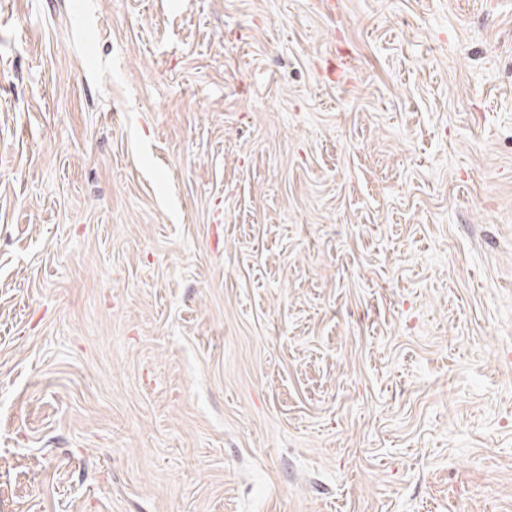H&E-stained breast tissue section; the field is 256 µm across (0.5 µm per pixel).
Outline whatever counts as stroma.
<instances>
[{"instance_id":"stroma-1","label":"stroma","mask_w":512,"mask_h":512,"mask_svg":"<svg viewBox=\"0 0 512 512\" xmlns=\"http://www.w3.org/2000/svg\"><path fill=\"white\" fill-rule=\"evenodd\" d=\"M0 512H512V0H0Z\"/></svg>"}]
</instances>
